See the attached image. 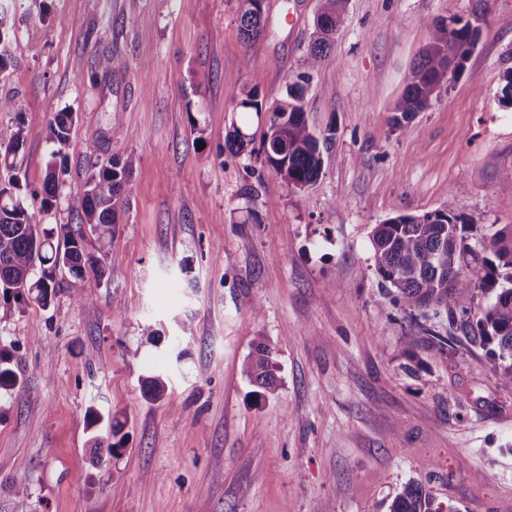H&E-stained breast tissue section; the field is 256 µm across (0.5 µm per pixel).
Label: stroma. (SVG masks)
Masks as SVG:
<instances>
[{
  "label": "stroma",
  "instance_id": "1",
  "mask_svg": "<svg viewBox=\"0 0 512 512\" xmlns=\"http://www.w3.org/2000/svg\"><path fill=\"white\" fill-rule=\"evenodd\" d=\"M14 4L0 97L18 110L0 112V133L23 127L22 185L43 184L55 113L76 116L46 223H77L66 201L101 158L132 174L112 238L88 242L107 265L90 302L63 272L50 307L0 318L25 383L0 396V512H386L412 479L458 512H512V390L447 313L380 287L371 246L394 212L449 199L471 244L512 225V109L498 100L512 0H347L310 72L320 0H265L248 45L236 0ZM480 7L464 72L393 124L429 22ZM301 80L310 126L334 132L304 189L226 149L266 128L241 92L270 105ZM117 122L129 138H112ZM260 339L279 384L265 396L242 372ZM156 374L158 400L144 387ZM91 408L123 423L117 455L95 459Z\"/></svg>",
  "mask_w": 512,
  "mask_h": 512
}]
</instances>
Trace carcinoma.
Wrapping results in <instances>:
<instances>
[{"label":"carcinoma","instance_id":"1","mask_svg":"<svg viewBox=\"0 0 512 512\" xmlns=\"http://www.w3.org/2000/svg\"><path fill=\"white\" fill-rule=\"evenodd\" d=\"M346 0H321L315 16L314 39L304 66L317 68L326 57L341 22ZM242 39L255 41L264 27V0H238ZM485 16L436 19L429 24L431 42L408 77L395 102L393 122L424 111L448 75H458L478 44ZM304 86L288 88L286 98L266 107L250 90L238 102L245 112L268 113L267 127L256 153L271 176L300 188L315 184L322 174L324 152L333 135L316 133L308 124L303 105ZM74 125L71 112H58L48 127V141L55 146L46 165L42 193L21 196L17 176L0 180V311L11 312L10 301L31 300L46 308L55 299L56 270L64 268L79 288L75 297L87 302L81 289L100 283L105 261L86 248V235L69 224L48 227L45 215L58 202L56 158L70 142ZM22 138L21 126L0 134V170L15 168ZM131 164L110 156L96 162L86 177L82 194L68 200L81 223L99 238L113 235L122 194ZM444 208L423 215L395 213L377 225L371 239L375 271L383 288L396 289L409 306L443 308L448 321L478 345L493 344L494 371L499 384L512 389V226L484 238L481 247L469 243V220L455 213L453 197ZM19 359L12 348L0 345V391L11 395L22 387ZM243 373L266 393L276 390L272 352L258 343L244 364ZM388 512H455L438 505L418 480H410L392 498Z\"/></svg>","mask_w":512,"mask_h":512}]
</instances>
